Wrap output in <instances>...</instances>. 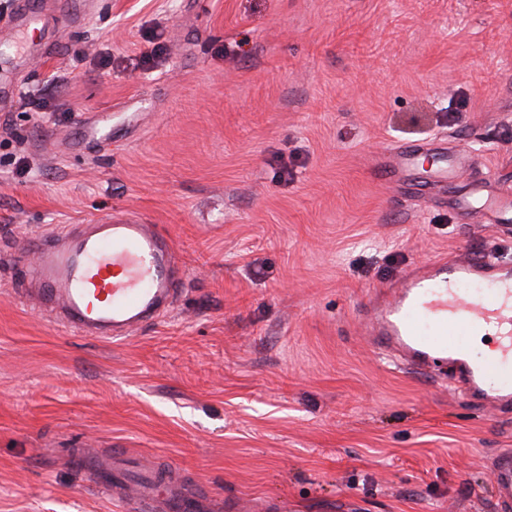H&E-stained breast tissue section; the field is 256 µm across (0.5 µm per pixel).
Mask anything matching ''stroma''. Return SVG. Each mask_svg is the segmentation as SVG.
<instances>
[{
  "mask_svg": "<svg viewBox=\"0 0 512 512\" xmlns=\"http://www.w3.org/2000/svg\"><path fill=\"white\" fill-rule=\"evenodd\" d=\"M0 0V512H127L77 458L127 449L241 508L499 512L512 411L388 362L361 309L512 232V0ZM418 157L397 164L400 147ZM435 157L425 166L426 157ZM165 230L183 285L119 341L21 293L32 235ZM494 477L496 501L504 508L512 507V451L496 454L490 464Z\"/></svg>",
  "mask_w": 512,
  "mask_h": 512,
  "instance_id": "stroma-1",
  "label": "stroma"
}]
</instances>
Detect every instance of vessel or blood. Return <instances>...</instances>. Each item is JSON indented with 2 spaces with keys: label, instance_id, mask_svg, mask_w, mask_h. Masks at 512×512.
<instances>
[{
  "label": "vessel or blood",
  "instance_id": "obj_1",
  "mask_svg": "<svg viewBox=\"0 0 512 512\" xmlns=\"http://www.w3.org/2000/svg\"><path fill=\"white\" fill-rule=\"evenodd\" d=\"M35 263L23 287L83 336L121 338L165 308L181 279L169 238L141 217L93 215L64 235L34 237ZM477 291H469V284ZM366 334L384 354L409 367L447 368L451 387L502 411L512 409V265L492 252L441 258L385 288L364 312ZM493 331L494 353L475 356L468 336ZM104 485L121 491L116 454L90 459ZM496 501L512 507V451L490 464ZM133 499L139 512H210L214 501L175 478L144 476Z\"/></svg>",
  "mask_w": 512,
  "mask_h": 512
}]
</instances>
